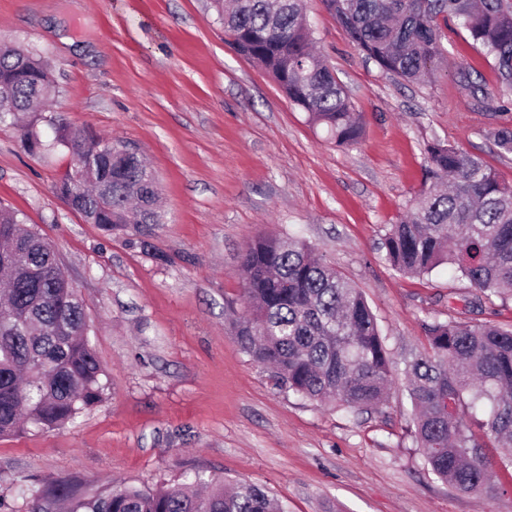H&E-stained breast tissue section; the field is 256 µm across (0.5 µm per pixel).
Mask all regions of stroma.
<instances>
[{"mask_svg": "<svg viewBox=\"0 0 512 512\" xmlns=\"http://www.w3.org/2000/svg\"><path fill=\"white\" fill-rule=\"evenodd\" d=\"M316 47L364 120L339 146L273 77L228 42L210 0H0V42L51 63L47 105L0 120V206L50 242L82 299L105 396L60 429L0 438V497L29 512L28 487L70 479L153 488L189 472L263 486L282 512H512L503 488L439 480L414 437L404 360L427 328L455 317L512 326V299L471 308L466 279L442 266L408 276L384 239L421 185L428 143L480 156L512 183V92L462 26L427 82L367 59L326 9L306 0ZM498 91L490 103L482 89ZM134 148L155 173L162 222L105 234L56 188L75 158L60 126ZM297 237L359 288L385 339L393 385L353 413L276 388L244 353L239 253L257 236Z\"/></svg>", "mask_w": 512, "mask_h": 512, "instance_id": "stroma-1", "label": "stroma"}]
</instances>
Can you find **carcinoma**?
Listing matches in <instances>:
<instances>
[{
    "label": "carcinoma",
    "instance_id": "cac0c4a2",
    "mask_svg": "<svg viewBox=\"0 0 512 512\" xmlns=\"http://www.w3.org/2000/svg\"><path fill=\"white\" fill-rule=\"evenodd\" d=\"M350 39L386 72L416 81L443 55L458 23L512 89V0H324ZM224 34L276 80L311 123L338 145L363 133L344 88L312 48L304 0H212ZM51 92L43 58L0 44V108L26 112ZM57 142L86 167L58 192L104 232L159 224L155 174L126 145L65 128ZM0 438L33 426L60 428L100 403L106 384L88 324L52 245L0 207ZM398 271L448 264L477 290L470 304L512 295V184L481 158L438 140L427 146L422 186L385 239ZM248 316L241 349L272 369L282 390L353 412L377 408L393 381L377 319L361 291L314 249L262 236L239 257ZM429 350L405 361L414 434L432 471L464 492H494V466L512 470V329L455 319L429 326ZM33 512H281L255 483L195 472L173 486L103 489L57 480L30 490Z\"/></svg>",
    "mask_w": 512,
    "mask_h": 512
}]
</instances>
